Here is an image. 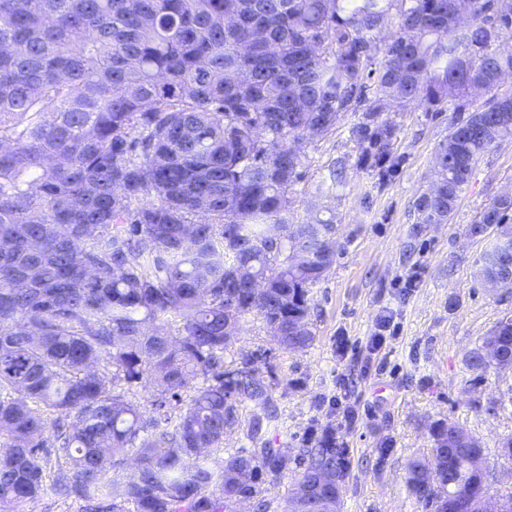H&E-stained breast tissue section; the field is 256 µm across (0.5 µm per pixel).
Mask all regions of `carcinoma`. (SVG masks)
Here are the masks:
<instances>
[{
	"label": "carcinoma",
	"instance_id": "carcinoma-1",
	"mask_svg": "<svg viewBox=\"0 0 512 512\" xmlns=\"http://www.w3.org/2000/svg\"><path fill=\"white\" fill-rule=\"evenodd\" d=\"M502 30L512 0H0V509L40 497L53 457L84 512H233L281 479L277 448L206 452L245 402L254 436L278 418L246 369L268 352L225 364V329L256 316L309 347L308 293L336 261L333 219L288 223L306 161L288 141L351 112L357 166L385 175L387 106L455 101L467 116L415 203L416 223H448L480 155L512 141L511 94L469 102L512 74ZM511 213L501 196L469 225L494 235L486 282L512 271ZM491 341L511 369L512 317L465 355L479 377ZM139 384L159 386L149 417ZM433 437L410 492L431 468L442 495L487 491L481 443ZM337 455L328 430L299 479Z\"/></svg>",
	"mask_w": 512,
	"mask_h": 512
}]
</instances>
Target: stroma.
Here are the masks:
<instances>
[{"label":"stroma","mask_w":512,"mask_h":512,"mask_svg":"<svg viewBox=\"0 0 512 512\" xmlns=\"http://www.w3.org/2000/svg\"><path fill=\"white\" fill-rule=\"evenodd\" d=\"M398 131L388 176L356 165L358 146L342 116L335 132L304 144L307 155L288 220L305 224L331 218L336 224V261L309 292L311 346L274 347L262 320L242 321L225 361L266 350L270 364L258 377L273 387L278 419L251 436L250 404L239 407V425L214 457L264 446L281 449L287 467L265 483L268 512L284 499L307 461L305 451L325 430L346 448L341 512H422L407 484V464L429 456L432 426L452 421L478 439L492 470V491H512V458L501 446L512 437V369L474 377L464 356L496 324L512 316V288H491L477 277L489 239L468 227L500 196L512 195V141L479 159L448 223L420 224L417 197L431 184L440 144L458 119L453 102L432 109L388 112ZM414 288H405L409 276ZM394 328L384 364L366 342L382 316ZM349 345L336 353V338ZM358 414L347 425L345 410Z\"/></svg>","instance_id":"stroma-1"}]
</instances>
